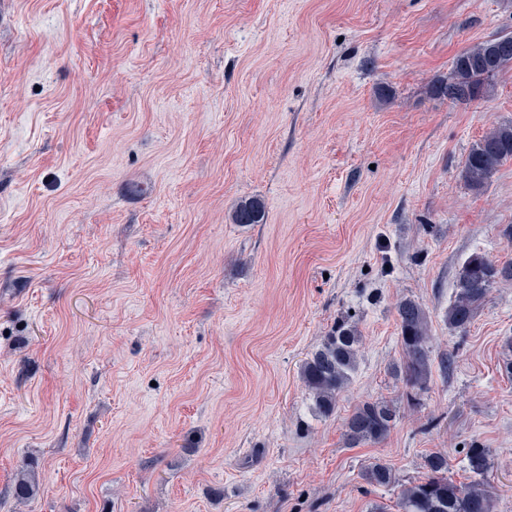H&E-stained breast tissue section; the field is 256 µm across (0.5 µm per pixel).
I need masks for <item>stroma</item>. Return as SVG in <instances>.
Segmentation results:
<instances>
[{
	"label": "stroma",
	"mask_w": 512,
	"mask_h": 512,
	"mask_svg": "<svg viewBox=\"0 0 512 512\" xmlns=\"http://www.w3.org/2000/svg\"><path fill=\"white\" fill-rule=\"evenodd\" d=\"M511 31L512 0H0V512H397L364 464L446 450L463 482L475 440L512 512V281L444 321L469 255L512 261V162L461 176L512 70L434 91ZM405 297L456 353L415 405ZM343 312L358 370L321 418L299 369ZM376 398L391 432L347 447ZM507 70H512V32L465 48L456 56L448 81L437 86L436 92L454 103L469 104L484 99L496 78ZM397 419L393 401L383 398L358 404L345 422L344 440L348 447L384 440ZM37 478L32 468L23 469L12 486V496L17 501H25L36 491Z\"/></svg>",
	"instance_id": "stroma-1"
}]
</instances>
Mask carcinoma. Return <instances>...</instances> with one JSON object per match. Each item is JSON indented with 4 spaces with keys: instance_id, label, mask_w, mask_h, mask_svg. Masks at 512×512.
Masks as SVG:
<instances>
[{
    "instance_id": "carcinoma-1",
    "label": "carcinoma",
    "mask_w": 512,
    "mask_h": 512,
    "mask_svg": "<svg viewBox=\"0 0 512 512\" xmlns=\"http://www.w3.org/2000/svg\"><path fill=\"white\" fill-rule=\"evenodd\" d=\"M512 70V32L498 34L468 46L454 61L448 81L436 88L454 103L468 104L486 97L496 78ZM512 161V122H503L471 147L461 175L474 191L483 190L499 167ZM512 280V261L499 264L482 253L471 254L458 270L454 300L444 321L461 334L467 331L476 311L490 296L494 285ZM399 326L401 359L393 375L415 401L427 390L431 376L432 350L428 313L413 298L400 300L395 307ZM361 336L349 315H341L331 325L320 346L307 355L300 366V379L315 412L324 418L336 413L340 394L351 384L357 369ZM397 419V407L380 398L358 404L345 422L344 440L348 447L384 440ZM469 481L456 482L448 476V452L435 451L425 457L423 478L399 485L388 464L374 461L361 471V477L375 487L401 486L398 512H494L497 489L491 483L489 449L474 441L466 452ZM36 473L23 469L12 486V496L25 501L36 491Z\"/></svg>"
}]
</instances>
